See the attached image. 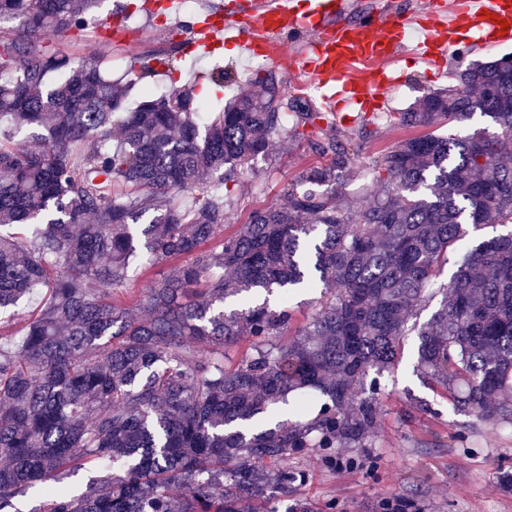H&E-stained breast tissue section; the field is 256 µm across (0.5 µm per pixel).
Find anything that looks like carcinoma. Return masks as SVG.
<instances>
[{
  "mask_svg": "<svg viewBox=\"0 0 512 512\" xmlns=\"http://www.w3.org/2000/svg\"><path fill=\"white\" fill-rule=\"evenodd\" d=\"M99 2L0 0V125L32 129L0 136V228L33 225L30 240L0 232V309L48 294L18 348L0 349V510L35 489L45 512H259L306 482L289 454L317 448L334 466L338 448L373 447L380 379L410 332L417 372L457 410L512 424V229L480 241L412 322L468 229L512 226V57L470 63L398 113L406 127L489 126L400 141L356 206L343 188L364 169L336 113L286 96L275 73L212 106L193 86L138 94L95 57L73 63L56 38L81 39ZM176 50L141 56L144 69ZM276 140L331 163L224 235L229 185ZM172 260L137 303L112 301ZM300 288L321 294L294 328ZM245 295L262 302L224 311ZM240 340L251 353L229 365ZM91 465L90 492L73 494L65 479ZM180 264V261H172L167 264L157 265L149 270L139 273L129 285L126 286V290L121 293H117L114 297L122 304H132L139 298L140 288L146 279L150 278H162L164 276L173 273L175 268Z\"/></svg>",
  "mask_w": 512,
  "mask_h": 512,
  "instance_id": "carcinoma-1",
  "label": "carcinoma"
}]
</instances>
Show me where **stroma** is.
Wrapping results in <instances>:
<instances>
[{"label": "stroma", "mask_w": 512, "mask_h": 512, "mask_svg": "<svg viewBox=\"0 0 512 512\" xmlns=\"http://www.w3.org/2000/svg\"><path fill=\"white\" fill-rule=\"evenodd\" d=\"M347 2L345 18L353 21L370 10L391 17L406 13L419 17L427 13L429 0ZM177 39L183 47L175 58L174 76L151 75L145 79L147 85L159 89L174 84L188 86L216 67L237 75L248 56L231 42L225 43L220 56L196 55L187 45L188 32H179ZM161 46L143 18L137 38L111 46L91 37L74 54L100 58L117 79L126 74L134 56ZM457 67L453 57L440 70L426 69L405 57L396 60L390 69L407 94L391 100L390 109L405 111L421 95L452 84ZM352 128L349 120L337 119L336 138L349 151L357 152L356 163L360 166L371 163L400 141L425 133L424 128L405 127L389 118L367 125L360 136L353 134ZM329 161V156L305 146L290 149L273 144L269 157L255 161L252 173L237 186L233 206L226 213L225 234L245 224L252 211L283 202L285 188L303 170ZM417 346V337H406L394 373L381 380L378 440L367 451L366 465L331 469L313 448L289 455L286 467L304 471L307 481L277 502L278 512H286L299 499L309 502L314 512H321L328 504L332 512H384L383 504L390 499L413 504L415 512H512V492L499 484L501 472H512V425L481 424L457 411L439 389L416 373ZM411 394L423 398L428 410H409L407 397Z\"/></svg>", "instance_id": "stroma-1"}]
</instances>
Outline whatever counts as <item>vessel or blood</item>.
<instances>
[{"mask_svg":"<svg viewBox=\"0 0 512 512\" xmlns=\"http://www.w3.org/2000/svg\"><path fill=\"white\" fill-rule=\"evenodd\" d=\"M345 0H237L219 23L193 26L194 49H213L222 38L275 65L291 62L312 73L321 88L320 106L335 111L350 102L363 112L383 111L391 78L385 69L401 51L407 28L419 34L417 51L427 62L443 63L468 43L486 45L512 40L501 21L512 23V0H433L425 24L380 12L351 24H337Z\"/></svg>","mask_w":512,"mask_h":512,"instance_id":"obj_1","label":"vessel or blood"}]
</instances>
